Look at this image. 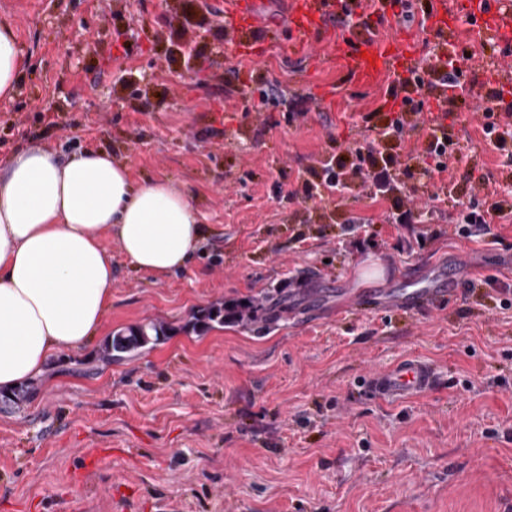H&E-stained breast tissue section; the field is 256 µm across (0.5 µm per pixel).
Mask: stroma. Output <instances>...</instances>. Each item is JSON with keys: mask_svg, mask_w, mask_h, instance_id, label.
Here are the masks:
<instances>
[{"mask_svg": "<svg viewBox=\"0 0 512 512\" xmlns=\"http://www.w3.org/2000/svg\"><path fill=\"white\" fill-rule=\"evenodd\" d=\"M219 0H0L26 65L0 99V160L50 147L103 151L132 181L191 195L204 236L159 278L114 242L112 307L80 352L61 348L17 404L0 390V512H512V221L502 243L457 232L456 204L512 203V168L484 138L478 99L449 114L459 149L418 195L453 197L408 227L400 191L340 206L305 200L297 175L363 145L360 114L388 81L349 85L332 49L284 53L278 4L241 54ZM319 99L289 119L266 83ZM488 187H479L480 174ZM363 224L345 233L349 220ZM371 239L357 250L354 237ZM465 259L475 289L436 309L337 315L354 296L421 285ZM280 292L285 313L180 327L199 310ZM174 331L112 364L100 349L148 322ZM427 361L429 393L380 402L364 377Z\"/></svg>", "mask_w": 512, "mask_h": 512, "instance_id": "35a3bbf8", "label": "stroma"}]
</instances>
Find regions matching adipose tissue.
<instances>
[{
  "label": "adipose tissue",
  "mask_w": 512,
  "mask_h": 512,
  "mask_svg": "<svg viewBox=\"0 0 512 512\" xmlns=\"http://www.w3.org/2000/svg\"><path fill=\"white\" fill-rule=\"evenodd\" d=\"M25 65L0 25V98ZM112 236L127 261L162 276L203 238L190 195L168 180L133 186L125 161L51 149L0 162V389L41 375L60 346L80 348L112 299Z\"/></svg>",
  "instance_id": "obj_1"
}]
</instances>
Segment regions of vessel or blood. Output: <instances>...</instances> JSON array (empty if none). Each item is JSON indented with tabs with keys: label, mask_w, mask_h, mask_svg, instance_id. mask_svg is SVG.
<instances>
[{
	"label": "vessel or blood",
	"mask_w": 512,
	"mask_h": 512,
	"mask_svg": "<svg viewBox=\"0 0 512 512\" xmlns=\"http://www.w3.org/2000/svg\"><path fill=\"white\" fill-rule=\"evenodd\" d=\"M279 6L289 33L288 42L297 56L312 54L315 44L328 45L335 49L341 68L357 86H375L398 67L415 66L417 46L413 41L385 38L376 33L337 35V15L347 10L360 11V0H279ZM259 7L260 0H224L218 14L221 21H237L242 49H250L260 40L265 24ZM461 24L482 40L493 42L503 53L512 52V0H474L467 9L460 8L457 0H428L424 15L426 30L443 36ZM466 269V264L461 263L430 286L392 296L384 291L359 296L354 303L373 309L390 306L404 313L434 309L446 300L450 283L458 281ZM435 384L434 369L417 357L407 356L368 375L363 388L375 398L399 401L423 395Z\"/></svg>",
	"instance_id": "b4317fda"
}]
</instances>
